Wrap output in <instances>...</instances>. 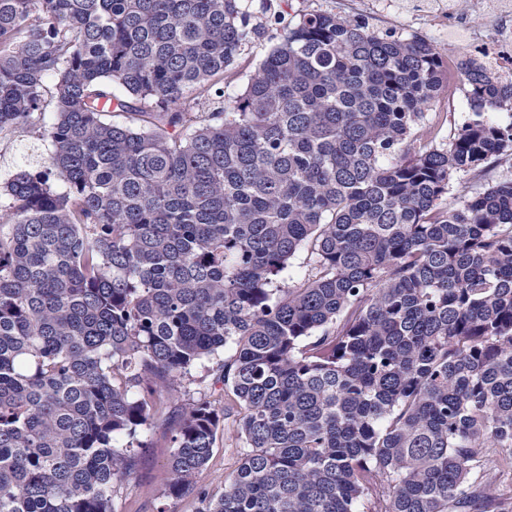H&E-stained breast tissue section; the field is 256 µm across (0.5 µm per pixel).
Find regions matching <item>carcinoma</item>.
I'll return each instance as SVG.
<instances>
[{
	"label": "carcinoma",
	"instance_id": "cac0c4a2",
	"mask_svg": "<svg viewBox=\"0 0 512 512\" xmlns=\"http://www.w3.org/2000/svg\"><path fill=\"white\" fill-rule=\"evenodd\" d=\"M256 33L242 0H0V135L50 143L0 202V512H118L174 402L160 493L197 512H512V179L445 203L512 158V84L460 62L438 146L428 40L301 11L226 101ZM205 359L241 409L218 496ZM450 90L432 100L425 109V122L434 127L436 134L433 144L441 145L448 143V138L454 130L469 121L472 117V110L467 102L465 86L456 77L451 81ZM464 104L463 110L448 112L451 106ZM481 184L484 182L478 181L471 173L461 172L455 176L449 187L447 201L459 204ZM215 361H204V363L198 364L192 370L194 383L189 386L191 394L193 392L207 391L210 388L217 368Z\"/></svg>",
	"mask_w": 512,
	"mask_h": 512
}]
</instances>
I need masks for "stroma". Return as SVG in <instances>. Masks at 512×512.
I'll use <instances>...</instances> for the list:
<instances>
[{"label": "stroma", "instance_id": "obj_1", "mask_svg": "<svg viewBox=\"0 0 512 512\" xmlns=\"http://www.w3.org/2000/svg\"><path fill=\"white\" fill-rule=\"evenodd\" d=\"M428 0H397L389 6L388 0H245L251 13V22L258 26L259 34L248 43L234 65L225 88L226 96L238 94L246 85L267 51L275 44L278 25L272 17L287 15L289 10L322 9L353 18L358 17L371 28L391 31L405 36L419 35L431 41L444 56L460 53L469 38L467 30L448 26L447 22L430 16ZM465 87L461 80H453L448 93L432 100L425 109V120L435 131L436 144L447 143L454 130L469 121L471 108L465 107ZM46 154L44 142L33 139L24 131L0 139V180L6 172L14 170L22 156H29L31 164H39ZM173 422H161L154 426L153 447L140 451L141 484L129 486L122 495V512H197L192 497L167 498L160 496L157 482L163 474L169 455ZM242 444L236 432L235 417L224 421L207 465L197 473V484L210 492L219 493L224 482L237 469Z\"/></svg>", "mask_w": 512, "mask_h": 512}]
</instances>
